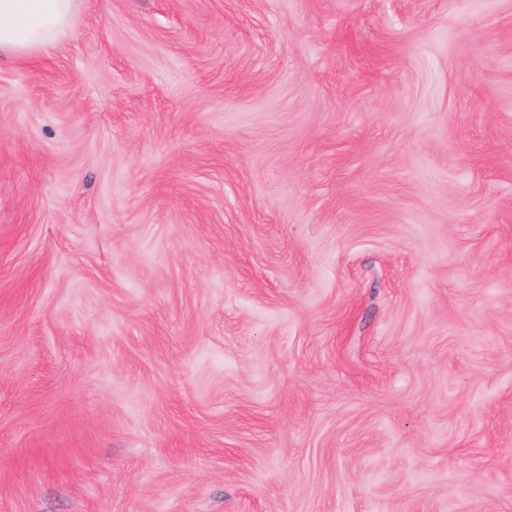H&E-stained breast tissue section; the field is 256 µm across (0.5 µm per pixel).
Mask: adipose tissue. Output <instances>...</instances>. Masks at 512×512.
Here are the masks:
<instances>
[{
    "instance_id": "1",
    "label": "adipose tissue",
    "mask_w": 512,
    "mask_h": 512,
    "mask_svg": "<svg viewBox=\"0 0 512 512\" xmlns=\"http://www.w3.org/2000/svg\"><path fill=\"white\" fill-rule=\"evenodd\" d=\"M82 0H0V56L45 49L69 25Z\"/></svg>"
}]
</instances>
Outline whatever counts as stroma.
<instances>
[{"instance_id": "obj_1", "label": "stroma", "mask_w": 512, "mask_h": 512, "mask_svg": "<svg viewBox=\"0 0 512 512\" xmlns=\"http://www.w3.org/2000/svg\"><path fill=\"white\" fill-rule=\"evenodd\" d=\"M0 512H512V0L1 57Z\"/></svg>"}]
</instances>
